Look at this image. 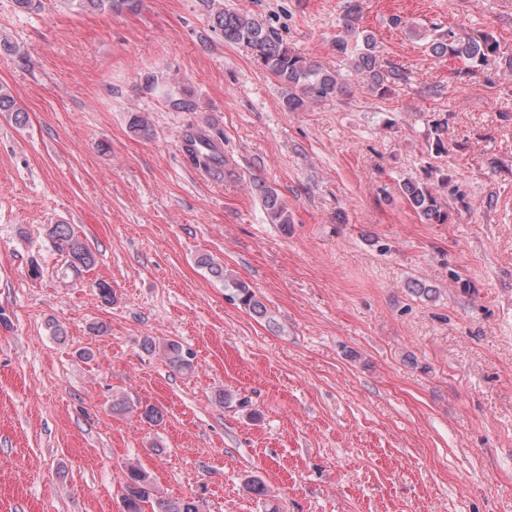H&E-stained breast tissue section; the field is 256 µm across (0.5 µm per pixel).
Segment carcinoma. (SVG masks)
Masks as SVG:
<instances>
[{
	"mask_svg": "<svg viewBox=\"0 0 512 512\" xmlns=\"http://www.w3.org/2000/svg\"><path fill=\"white\" fill-rule=\"evenodd\" d=\"M75 11L92 12H133L139 0H68ZM206 6L208 26L226 44L241 45L251 49L255 61L276 78L285 88L283 104L290 112H299L314 101L338 98L350 94L351 84L336 72L323 69L309 57L295 51L288 45L281 30L267 24L256 16L239 10L224 8L220 0H202ZM363 0H346L339 18V32L336 35V52L353 61V71L372 92L384 96L389 93V80H402L404 74L392 67L384 70L378 64L380 50L371 33L361 27ZM428 50L436 57L450 56L462 60L467 73L475 74L489 70L496 65L500 45L493 34L483 32L472 35L465 31L448 30L433 34L427 42ZM148 91H162L171 106L182 112L196 109L197 103L187 88L169 85L155 73L140 77ZM8 114L18 128L28 121V113L10 94L0 88V114ZM128 126L136 135L147 136L150 132L148 118L140 112L129 117ZM188 138L196 147L188 151V159L197 168L205 169L216 177L224 175L226 162L218 144L203 131H197ZM254 187L262 198L264 209L271 223L286 226L292 223L288 207L278 193L263 183ZM400 190L410 205L425 220L435 224L448 223V211L444 210L438 193L418 182L407 180ZM56 251L65 258L67 268L78 271L90 268L95 256L69 224H55L50 232ZM232 298L259 318L267 317L268 309L255 291L245 282L232 281ZM142 347L149 353L159 352L175 368L189 370L192 358L179 342L169 340L158 343L150 337L143 339ZM151 504L153 512H203L200 501L193 498L178 500L163 499L156 494L153 479L142 465L131 463L123 479V512H145L144 506Z\"/></svg>",
	"mask_w": 512,
	"mask_h": 512,
	"instance_id": "obj_1",
	"label": "carcinoma"
}]
</instances>
